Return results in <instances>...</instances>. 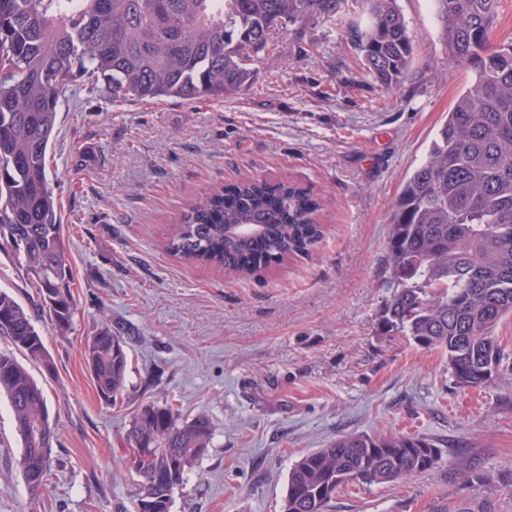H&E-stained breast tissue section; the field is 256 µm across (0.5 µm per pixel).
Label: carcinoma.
<instances>
[{
  "mask_svg": "<svg viewBox=\"0 0 512 512\" xmlns=\"http://www.w3.org/2000/svg\"><path fill=\"white\" fill-rule=\"evenodd\" d=\"M369 4L353 33L367 72L399 85L414 48L397 0ZM451 57L473 67L423 162L405 180L388 235L386 334L439 350L461 388L492 382L508 356L496 330L512 317V45L490 42L500 0H434ZM336 0H0V246L31 275L39 305L68 329L72 276L53 196L48 147L64 91L79 74L101 78L114 103L236 97L253 85L252 64L274 61L272 35ZM321 200L294 182L245 180L190 204L168 250L190 265L251 276L322 236ZM0 336L54 370L32 316L0 291ZM134 336L106 325L84 362L98 394L127 389ZM9 402L31 492L43 484L55 437L43 390L11 352L0 351V396ZM210 421L147 405L131 421L125 463L135 501L171 512L176 489L210 446ZM440 450L424 437L345 435L291 468L283 512H327L351 481L398 482L431 469Z\"/></svg>",
  "mask_w": 512,
  "mask_h": 512,
  "instance_id": "1",
  "label": "carcinoma"
}]
</instances>
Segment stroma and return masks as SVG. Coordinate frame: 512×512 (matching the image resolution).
Segmentation results:
<instances>
[{
  "mask_svg": "<svg viewBox=\"0 0 512 512\" xmlns=\"http://www.w3.org/2000/svg\"><path fill=\"white\" fill-rule=\"evenodd\" d=\"M336 3L276 35V63H255L251 90L231 99L115 104L103 81H78L48 154L73 277L68 330L0 250V290L32 314L55 364L27 369L57 435L31 495L0 398V512H135L123 438L137 409L165 403L213 427L172 512H282L293 464L349 433L419 435L442 456L398 483L341 487L329 512H512V359L461 389L445 355L379 330L391 202L472 70L450 56L433 0H397L414 55L384 89L349 36L368 8ZM245 178L321 195L309 254L248 279L171 256L186 203ZM108 322L137 337L116 406L82 359Z\"/></svg>",
  "mask_w": 512,
  "mask_h": 512,
  "instance_id": "stroma-1",
  "label": "stroma"
}]
</instances>
